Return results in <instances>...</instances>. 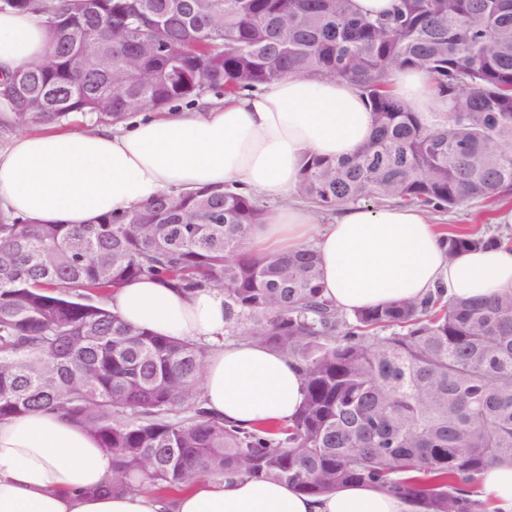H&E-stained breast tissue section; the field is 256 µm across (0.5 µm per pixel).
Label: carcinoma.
I'll list each match as a JSON object with an SVG mask.
<instances>
[{
	"instance_id": "obj_1",
	"label": "carcinoma",
	"mask_w": 512,
	"mask_h": 512,
	"mask_svg": "<svg viewBox=\"0 0 512 512\" xmlns=\"http://www.w3.org/2000/svg\"><path fill=\"white\" fill-rule=\"evenodd\" d=\"M0 0L51 32L32 65L0 79V134L71 116L112 125L252 91L288 75L353 84L373 134L343 159L310 156L295 196L317 212L362 202L441 213L512 199V0ZM427 72L446 112L391 94L396 69ZM267 207L244 188L162 194L93 224L0 215V420L56 410L112 453L99 488L181 489L206 476L286 482L310 495L365 484L422 512H489L473 485L512 464V293L355 311L323 295L308 246L255 255ZM501 242L455 231L462 250ZM224 291L225 335L300 366L291 424L251 430L207 411L205 348L123 321L103 298L143 275Z\"/></svg>"
}]
</instances>
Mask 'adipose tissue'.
Segmentation results:
<instances>
[{"mask_svg":"<svg viewBox=\"0 0 512 512\" xmlns=\"http://www.w3.org/2000/svg\"><path fill=\"white\" fill-rule=\"evenodd\" d=\"M49 33L33 14L0 13V74L39 60ZM392 93L420 112H444L430 75L397 70ZM359 91L338 79L288 76L257 90L96 130L48 125L0 146V211L39 224H89L178 188L245 187L274 201L252 236L254 253L316 249L325 296L341 311L449 296L512 293V243L448 256L444 225L415 206L357 204L321 222L294 188L308 156H353L371 137ZM124 321L159 336L204 343L202 401L239 427L284 425L304 399L295 361L246 339L225 340L224 294L185 291L143 276L107 299ZM112 457L90 431L51 410L0 420V512H420L414 501L365 485L308 495L255 478L207 477L161 494L99 493ZM477 496L512 512V465L492 464Z\"/></svg>","mask_w":512,"mask_h":512,"instance_id":"1","label":"adipose tissue"}]
</instances>
